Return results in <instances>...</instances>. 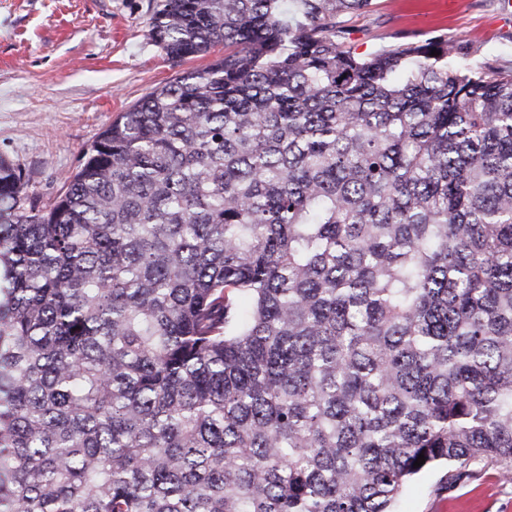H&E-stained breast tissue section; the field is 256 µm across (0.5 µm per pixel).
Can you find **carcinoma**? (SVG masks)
<instances>
[{
    "mask_svg": "<svg viewBox=\"0 0 512 512\" xmlns=\"http://www.w3.org/2000/svg\"><path fill=\"white\" fill-rule=\"evenodd\" d=\"M371 5L161 0L169 59L224 54L50 204L0 159V512H394L436 464L512 473V71L359 55Z\"/></svg>",
    "mask_w": 512,
    "mask_h": 512,
    "instance_id": "cac0c4a2",
    "label": "carcinoma"
}]
</instances>
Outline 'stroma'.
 Returning a JSON list of instances; mask_svg holds the SVG:
<instances>
[{
  "instance_id": "1",
  "label": "stroma",
  "mask_w": 512,
  "mask_h": 512,
  "mask_svg": "<svg viewBox=\"0 0 512 512\" xmlns=\"http://www.w3.org/2000/svg\"><path fill=\"white\" fill-rule=\"evenodd\" d=\"M159 0H0V157L21 164L42 202L121 113L209 57L172 63L149 37ZM447 35L475 68L512 69V0H373L348 42L360 54ZM440 468L407 485L395 512H512V479L474 467L443 490Z\"/></svg>"
}]
</instances>
